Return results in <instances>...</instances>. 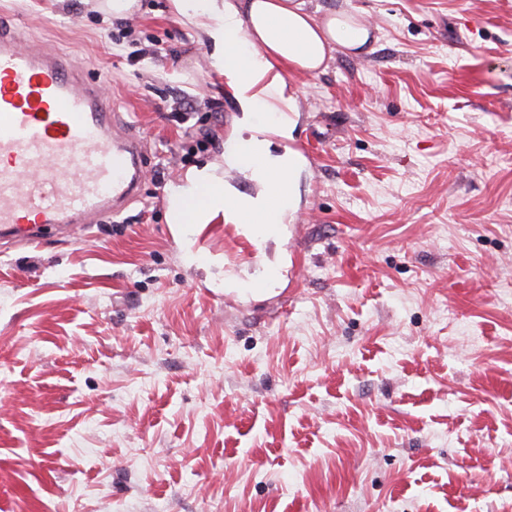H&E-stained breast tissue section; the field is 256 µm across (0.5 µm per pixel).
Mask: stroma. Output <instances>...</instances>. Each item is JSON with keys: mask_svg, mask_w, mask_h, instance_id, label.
I'll use <instances>...</instances> for the list:
<instances>
[{"mask_svg": "<svg viewBox=\"0 0 512 512\" xmlns=\"http://www.w3.org/2000/svg\"><path fill=\"white\" fill-rule=\"evenodd\" d=\"M321 4L372 40L287 73L314 159L253 256L170 238L167 187L241 117L170 0H0L147 152L115 219L0 237V512H512V0ZM228 240L272 289L225 294Z\"/></svg>", "mask_w": 512, "mask_h": 512, "instance_id": "obj_1", "label": "stroma"}]
</instances>
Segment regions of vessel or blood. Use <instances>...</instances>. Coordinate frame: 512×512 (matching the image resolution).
Segmentation results:
<instances>
[{"label":"vessel or blood","instance_id":"vessel-or-blood-1","mask_svg":"<svg viewBox=\"0 0 512 512\" xmlns=\"http://www.w3.org/2000/svg\"><path fill=\"white\" fill-rule=\"evenodd\" d=\"M143 168L140 134L117 125L99 82L0 22V234L31 241L36 224L117 217Z\"/></svg>","mask_w":512,"mask_h":512}]
</instances>
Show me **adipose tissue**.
Returning <instances> with one entry per match:
<instances>
[{
	"instance_id": "ef3b65f1",
	"label": "adipose tissue",
	"mask_w": 512,
	"mask_h": 512,
	"mask_svg": "<svg viewBox=\"0 0 512 512\" xmlns=\"http://www.w3.org/2000/svg\"><path fill=\"white\" fill-rule=\"evenodd\" d=\"M174 12L189 20L212 48L211 64L224 75L250 131L245 145L264 158L252 171L256 195L242 196L224 185L213 165L191 168L183 182L168 188V221L172 224H251L268 211L287 217L295 194L281 182L296 172L289 154H275L268 140L253 136V119L262 104L256 96L265 82L269 96L296 111L281 69L321 70L335 49L362 52L370 40L368 27L346 13L325 11L319 0H171Z\"/></svg>"
}]
</instances>
